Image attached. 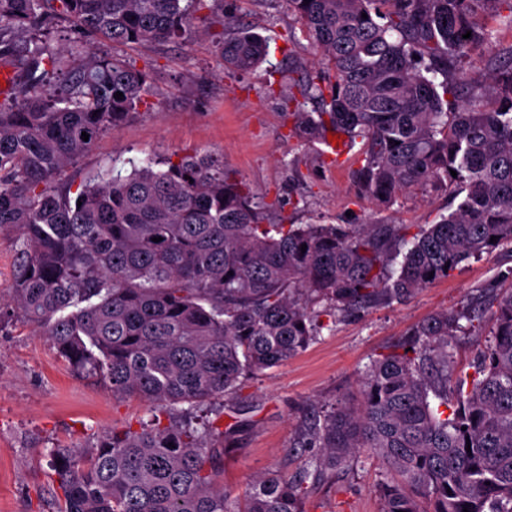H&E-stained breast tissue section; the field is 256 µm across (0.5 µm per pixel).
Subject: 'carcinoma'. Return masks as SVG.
I'll return each mask as SVG.
<instances>
[{
  "label": "carcinoma",
  "mask_w": 512,
  "mask_h": 512,
  "mask_svg": "<svg viewBox=\"0 0 512 512\" xmlns=\"http://www.w3.org/2000/svg\"><path fill=\"white\" fill-rule=\"evenodd\" d=\"M285 2L334 72L296 84L318 111L288 113L295 129L360 142L352 175L383 205L452 188L463 195L457 209L412 235L403 224H274L208 154L147 158L74 191L66 169L145 103L148 74L92 49L66 59L19 34L63 20L113 44L174 42L209 5L0 0V60L26 74L0 102V228L21 241L0 329L31 326L114 396L193 408L234 396L245 376L306 349L323 315L402 302L472 257L512 253V49L485 81L460 66L492 37L473 22L472 5L512 29V0ZM213 4L224 70L253 72L267 39L224 11V0ZM479 83L488 106L475 110ZM478 305L493 327L472 373L458 375L453 355L468 314L429 317L409 343L367 365L359 405L309 419L297 444L317 452L297 477L259 474L233 496L218 480L227 451L218 420L163 426L154 414L89 451L49 450L61 512H304L302 485L360 449L402 478L381 484L383 512H512V287Z\"/></svg>",
  "instance_id": "carcinoma-1"
}]
</instances>
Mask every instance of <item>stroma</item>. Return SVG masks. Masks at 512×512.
<instances>
[{
	"mask_svg": "<svg viewBox=\"0 0 512 512\" xmlns=\"http://www.w3.org/2000/svg\"><path fill=\"white\" fill-rule=\"evenodd\" d=\"M241 23L271 39L269 54L252 74L225 71L216 35L220 24L198 19L184 40L118 46L102 52L129 60L150 75V94L137 115L101 137L65 172L80 184L124 160L180 158L208 153L246 181L282 224H369L411 227L437 223L461 201L452 190H416L380 208L361 193L351 164L329 168L321 144L293 130L283 107L294 81L317 69L319 56L302 36L284 0H233ZM474 21L493 33L469 59L488 73L512 49V30L475 8ZM512 286V258L496 250L461 263L450 276L410 299L338 318L318 340L279 367L244 380L225 401L221 429L232 451L220 463L231 494L257 474L299 475L309 455L297 432L312 409L357 396L371 360L404 341L411 328L444 310H456L487 285ZM151 417L147 402L113 396L99 379L76 372L52 343L19 324L0 330V512H60L61 492L49 477L54 447L87 448L114 429H139ZM391 475L362 450L336 474L307 485L305 512H381L378 489Z\"/></svg>",
	"mask_w": 512,
	"mask_h": 512,
	"instance_id": "stroma-1",
	"label": "stroma"
}]
</instances>
